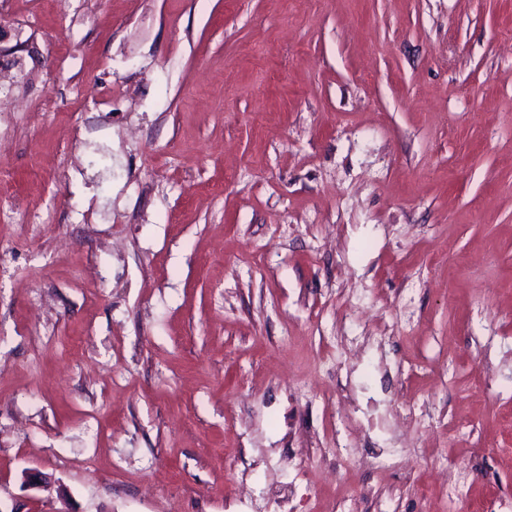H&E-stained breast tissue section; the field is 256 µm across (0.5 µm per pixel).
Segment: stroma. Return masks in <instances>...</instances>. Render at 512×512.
<instances>
[{
	"label": "stroma",
	"mask_w": 512,
	"mask_h": 512,
	"mask_svg": "<svg viewBox=\"0 0 512 512\" xmlns=\"http://www.w3.org/2000/svg\"><path fill=\"white\" fill-rule=\"evenodd\" d=\"M0 79V512L512 502V0H0Z\"/></svg>",
	"instance_id": "stroma-1"
}]
</instances>
